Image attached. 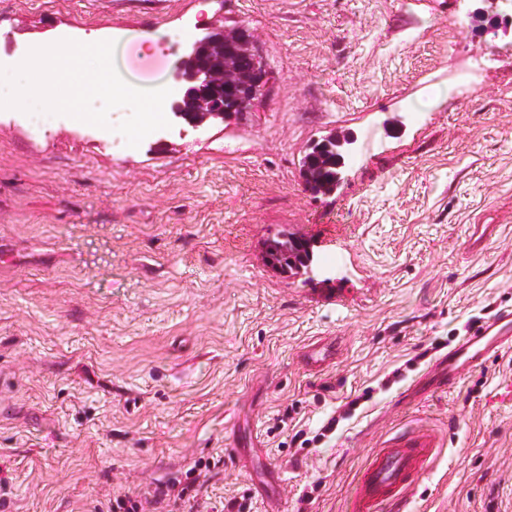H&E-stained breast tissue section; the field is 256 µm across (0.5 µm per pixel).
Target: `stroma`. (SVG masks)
<instances>
[{"label": "stroma", "mask_w": 512, "mask_h": 512, "mask_svg": "<svg viewBox=\"0 0 512 512\" xmlns=\"http://www.w3.org/2000/svg\"><path fill=\"white\" fill-rule=\"evenodd\" d=\"M194 17L249 29L274 78L230 122L117 152L0 109V512H108L201 460L180 512H352L413 428L442 446L408 512H512V354L437 382L512 310V0H0V46L155 34L165 56L129 64L173 88ZM331 132L354 143L316 197L299 160ZM276 234L313 242V273L267 264Z\"/></svg>", "instance_id": "obj_1"}]
</instances>
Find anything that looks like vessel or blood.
I'll return each instance as SVG.
<instances>
[{
    "mask_svg": "<svg viewBox=\"0 0 512 512\" xmlns=\"http://www.w3.org/2000/svg\"><path fill=\"white\" fill-rule=\"evenodd\" d=\"M512 352V310L503 311L449 348L444 362L449 380L463 367L482 364L491 354ZM440 443L433 433L411 429L377 448L363 471L353 512H378L382 503L405 508L407 491L425 473Z\"/></svg>",
    "mask_w": 512,
    "mask_h": 512,
    "instance_id": "b4317fda",
    "label": "vessel or blood"
}]
</instances>
